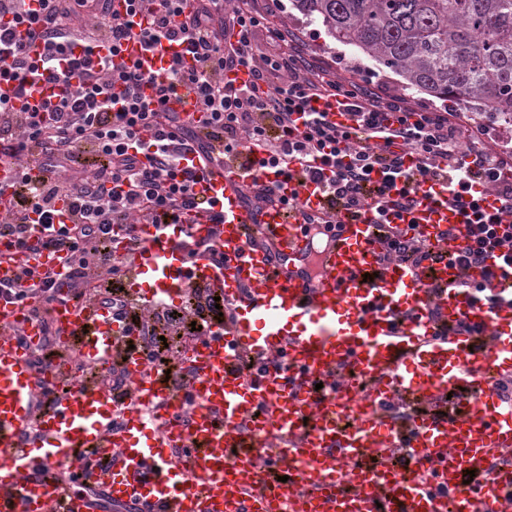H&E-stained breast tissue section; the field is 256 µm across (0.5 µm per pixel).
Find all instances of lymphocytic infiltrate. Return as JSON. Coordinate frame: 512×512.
<instances>
[{
    "mask_svg": "<svg viewBox=\"0 0 512 512\" xmlns=\"http://www.w3.org/2000/svg\"><path fill=\"white\" fill-rule=\"evenodd\" d=\"M126 15L99 8L89 0H0V144H7L18 170L10 208L0 215V242L23 249L37 247L62 254L63 273L38 266L21 267L15 278L0 282V295L31 305L46 316V305L61 285L72 298L109 305L133 333L135 351L157 363L164 339L199 340L203 329L230 324L238 305L216 300L204 284L194 285L178 305H137L123 286L131 271L136 242L116 252L113 238L131 224H175L194 207L197 178L181 162L185 153L205 150L206 140L224 144L227 160L241 161L251 176L245 202L273 201L275 187L266 172L286 173L297 165L299 184L322 185L325 211L307 216L315 234L336 229L339 210L363 207L373 174H380L379 207L406 210L422 184L441 185L450 206L465 216L471 243L455 254L462 272L480 270L475 295L498 304L491 294L490 250L512 254V147L493 140V115L478 118L414 105L400 95L366 92L306 72L299 57L281 48L285 36L268 28L267 14L253 0H126ZM145 16L137 28L133 16ZM267 44L258 47L259 29ZM237 34L235 44L225 42ZM41 38L44 51L28 53L27 42ZM138 40L162 49L181 45L157 87L156 97L142 92L150 76L138 63L124 60V44ZM245 70L248 83L234 87L225 75ZM60 91L34 106L15 108L41 81ZM185 88L196 95L200 122L195 129L164 111L168 93ZM333 99L349 109L353 126L331 123L318 111ZM372 130L374 143L357 141V127ZM414 154L417 167L405 164ZM45 159L47 178L32 181L28 165ZM498 206L487 212L484 196ZM65 203L72 221L55 223L57 203ZM385 262H422L432 253L420 235L391 229L380 242Z\"/></svg>",
    "mask_w": 512,
    "mask_h": 512,
    "instance_id": "f902f5d3",
    "label": "lymphocytic infiltrate"
}]
</instances>
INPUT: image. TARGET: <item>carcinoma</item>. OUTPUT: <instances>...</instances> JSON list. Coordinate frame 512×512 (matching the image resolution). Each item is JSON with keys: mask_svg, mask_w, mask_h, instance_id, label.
<instances>
[{"mask_svg": "<svg viewBox=\"0 0 512 512\" xmlns=\"http://www.w3.org/2000/svg\"><path fill=\"white\" fill-rule=\"evenodd\" d=\"M419 93L512 123V0H292Z\"/></svg>", "mask_w": 512, "mask_h": 512, "instance_id": "carcinoma-1", "label": "carcinoma"}]
</instances>
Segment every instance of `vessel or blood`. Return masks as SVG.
<instances>
[{
  "label": "vessel or blood",
  "mask_w": 512,
  "mask_h": 512,
  "mask_svg": "<svg viewBox=\"0 0 512 512\" xmlns=\"http://www.w3.org/2000/svg\"><path fill=\"white\" fill-rule=\"evenodd\" d=\"M144 72L167 66L159 53L129 46ZM198 126L196 99L185 90L164 105ZM224 145L190 153L199 175L194 208L175 224H134L138 242L128 289L144 305L183 300L203 283L239 301L236 321L213 326L189 362L181 386L172 385L143 357L123 363L131 400L143 411L113 428L112 391L82 383L46 403L38 383L58 384V367L37 371L28 344L43 327L27 308L0 299V321L27 338L0 333V512H96L61 475L62 465L83 468L87 458L108 460L91 480L114 502L151 512H512V467L494 459L512 453V404L497 383L512 371V265L491 257L498 277L492 292L504 303L475 301L460 287L450 256L468 240L464 219L444 203L441 189L420 191L397 225L426 239L439 261L416 267L381 264L379 215L374 206L339 211L338 229L313 253L305 216L326 201L316 185L268 174L298 206L244 204L242 171L224 163ZM17 170L0 149V199L10 200ZM223 223L212 220L214 214ZM216 239L220 264L186 265L196 242ZM60 267L47 251H12L0 262V281L26 265ZM449 323L463 320L478 336L435 340L428 310ZM48 318L66 349L80 338L84 364L103 370L126 336L111 308L97 302L55 301ZM255 357L241 372L240 357ZM283 369H275V362ZM353 376L368 385L365 401L347 385L317 394L313 377ZM445 414L406 422L384 417L383 402L444 405ZM404 450L405 463L387 459ZM288 471L272 479L263 466Z\"/></svg>",
  "instance_id": "obj_1"
}]
</instances>
